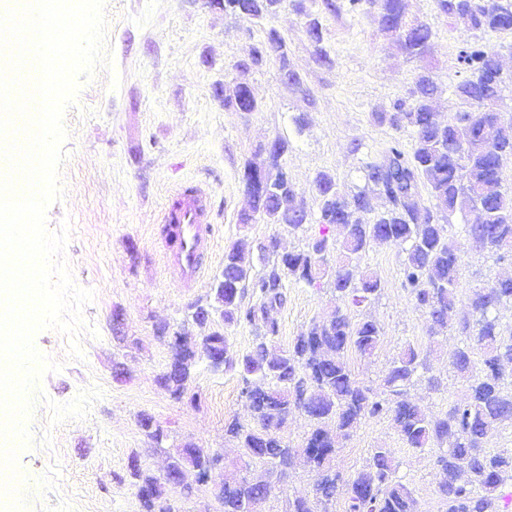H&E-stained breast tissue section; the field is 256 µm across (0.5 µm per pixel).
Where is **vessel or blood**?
Returning a JSON list of instances; mask_svg holds the SVG:
<instances>
[{"label": "vessel or blood", "instance_id": "b4317fda", "mask_svg": "<svg viewBox=\"0 0 512 512\" xmlns=\"http://www.w3.org/2000/svg\"><path fill=\"white\" fill-rule=\"evenodd\" d=\"M175 196L162 218L163 241L171 252L173 278L181 287L194 288L203 277L213 237L211 194L192 185L179 188Z\"/></svg>", "mask_w": 512, "mask_h": 512}]
</instances>
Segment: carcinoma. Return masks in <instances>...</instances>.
<instances>
[{
    "label": "carcinoma",
    "instance_id": "carcinoma-1",
    "mask_svg": "<svg viewBox=\"0 0 512 512\" xmlns=\"http://www.w3.org/2000/svg\"><path fill=\"white\" fill-rule=\"evenodd\" d=\"M367 2L380 12L384 30L394 34L404 53L424 58L433 37L429 26L409 16L406 0H349L351 8ZM285 0H224V12L250 20L273 19ZM441 13L477 31L512 33V0H436ZM309 40L317 46L318 60L329 62L321 46L323 27L316 18L306 24ZM288 70V42L274 25L265 29L264 41L247 50L237 63L243 71L260 69L269 59ZM458 62L467 78L457 86V95L469 110L458 112L446 123L435 124L433 103L438 86L428 71L416 81L411 103L398 102L390 118L395 129L411 130L407 148L395 139L382 161L367 165L365 179L371 191L347 195L335 176L320 172L315 178L318 200L316 222L342 228L343 256L330 263L332 243L325 234L309 239L297 252L276 253L267 244L263 269L254 273L251 251L239 242L224 253V288L215 291L213 303L194 305L188 316L201 314L197 325L212 307L223 322L245 321L257 330L259 342L236 359L224 333L210 330L196 341L163 325L159 335L173 336L172 360L180 370L164 372L161 383L180 399L191 380V367L209 355L238 366L253 423L233 419L224 425V438L243 448L239 467L224 475L216 494L221 512H254L255 504L271 496L270 481H258L249 470L259 463L270 474L291 467L300 451L314 473V494L288 504V512H329L343 496L345 512H414L410 486L397 476V464L389 448L371 450L364 465L348 477L333 466L336 449L350 439L366 418H390L405 447L432 456L443 479L437 493L446 512H500L501 489L512 484V448L488 451L483 446L489 431L512 426V330L504 329L494 312L512 303V278L498 279L476 288L469 297V315L458 317L457 300L461 262L452 225L440 216L425 214L422 190L441 210H466L477 222L462 225L463 237L473 247L497 254L512 250V187L502 177V158L512 155V126L502 125L495 106L504 83L500 64L491 49L474 42L463 48ZM224 108L253 112L258 103L247 88L235 84L224 94ZM288 142L279 140L273 151L274 171L260 174L245 164L242 182L249 199L251 220L284 224L288 231L305 230L295 208L302 199L283 171L280 160ZM387 198L378 211L372 195ZM391 243L404 253L402 284L415 305L428 314L429 336H443L450 329L461 333V346L453 353L451 367L467 382L464 402L453 404L437 417L428 416L409 397V389L426 369V354L407 344L383 376L381 391L357 381L347 362V353L363 357L376 353L381 330L371 319L355 320L350 309L370 304L382 288L381 279L363 270L359 258L372 242ZM293 279L309 287L327 284L335 293V306L327 318L313 323L287 350L272 354L268 341L279 333L268 309L282 304L284 281ZM258 295L259 307L242 308L247 289ZM304 414L310 431L301 448H293L281 434L293 412ZM138 423L157 447L166 436L147 414ZM207 455L186 445L171 456L172 480L186 482L195 472V482L205 483ZM140 491L142 512H170L164 498L168 480L144 469L130 472Z\"/></svg>",
    "mask_w": 512,
    "mask_h": 512
}]
</instances>
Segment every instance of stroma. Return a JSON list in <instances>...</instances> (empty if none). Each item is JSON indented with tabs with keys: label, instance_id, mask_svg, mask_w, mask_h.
I'll return each instance as SVG.
<instances>
[{
	"label": "stroma",
	"instance_id": "1",
	"mask_svg": "<svg viewBox=\"0 0 512 512\" xmlns=\"http://www.w3.org/2000/svg\"><path fill=\"white\" fill-rule=\"evenodd\" d=\"M408 10L433 31L421 61L409 59L382 30L376 10L333 15L315 5L303 15L282 9L273 24L288 41V67L298 76L289 83L275 63L237 70L263 27L226 13L224 0H106L114 68L99 70L65 111L63 196L47 212L49 228L70 224L64 256L75 283L94 293L83 309L92 330L80 336L79 359L68 356L67 340L56 331H40L34 339L39 351L61 365L39 382L49 400L67 403L91 388L102 395L84 418L55 426L48 423L46 406H37L30 429L37 437L50 433L52 445L19 454L18 472L30 495L27 512H140L129 476L132 460L159 476L167 453L188 444L221 455L228 464L241 455L224 437L228 420L251 421L238 371L198 364L189 385L198 402L175 400L159 382L171 352L157 328L166 324L200 335L186 320L188 308L209 301L224 253L238 241L255 248L274 238L288 252L304 249L309 237L318 235L314 222L303 234L261 220L240 223L248 205L243 167L260 146L276 137L288 140L282 164L309 210L317 208L319 172L333 174L347 193H355L366 186V165L380 161L391 141L409 142L408 132L377 115L392 111L395 102H411L422 70H431L439 87L438 119L445 122L462 111L455 88L466 73L457 57L475 41L500 52L506 80L498 111L512 124V34L454 24L438 12L436 0H409ZM311 15L323 25L329 64L318 62L306 35ZM239 79L252 87L258 110L225 109L223 88ZM190 182L213 195L214 258L198 287L182 288L166 269L159 219L173 191ZM461 249L457 307L463 312L475 287L512 277V253L491 257L467 242ZM402 261L401 249L388 243L372 244L363 254L362 267L381 279L383 289L377 300L351 314L374 319L382 344L371 357L349 353L348 363L359 382L376 388L406 343L420 346L428 377L416 382L411 395L428 415L438 416L467 394L465 380L450 365L460 335L452 330L429 336L427 314L402 286ZM283 291L284 304L268 311L279 324L269 344L274 351L288 349L335 304L327 287L288 280ZM119 366L126 372L120 379L114 376ZM431 377L436 387H429ZM143 413L167 434L165 451L155 450L139 426ZM374 448L393 450L399 476L414 491L416 512H445L436 493L441 475L431 456L404 448L388 417L358 425L336 451L337 469L354 473ZM223 478L222 471L213 472L189 499L179 487H167L166 500L173 512H220L212 487ZM274 485L263 512H287L289 501L312 496L314 479L305 458L297 457Z\"/></svg>",
	"mask_w": 512,
	"mask_h": 512
}]
</instances>
